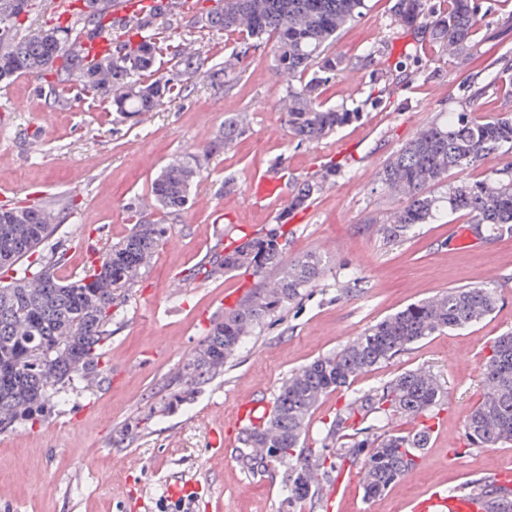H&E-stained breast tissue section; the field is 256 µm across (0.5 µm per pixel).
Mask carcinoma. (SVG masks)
Wrapping results in <instances>:
<instances>
[{"mask_svg": "<svg viewBox=\"0 0 512 512\" xmlns=\"http://www.w3.org/2000/svg\"><path fill=\"white\" fill-rule=\"evenodd\" d=\"M200 7L203 26L237 32L245 37L234 54L236 64L248 65L249 51L268 43L274 48V67L285 78L284 98L290 101L285 122L291 136L313 144L347 125L358 108L326 107L319 89L345 68L346 58L329 52L341 30L363 14L365 0H211ZM396 0L394 24L404 31L427 30L442 51L458 57L469 54L479 26L489 11L487 0ZM35 0H0V84L21 75L39 77L64 72L81 89L107 99L112 111L134 121L166 100L180 95L201 65L186 43L169 46L179 64L156 73L162 50L159 30L171 16L146 7L125 36H110L106 12L110 0H82L76 19L61 21L52 12L40 24L27 23ZM112 37L105 63H83L81 45ZM244 132L241 118L224 121V130L188 159L173 158L153 183L157 207L167 213L184 210L193 186L211 157L233 146ZM512 151V116L476 120L465 112H450L421 129L378 171L381 185L403 200L391 222L383 225L390 241L405 238L420 224L443 213L464 212L474 232L495 236L512 232V164L491 169L484 180L448 184L436 195L432 188L450 170L480 165L487 158ZM323 189L321 181H305L293 196V206H305ZM58 225L46 220L37 204L0 206V433L36 419L54 406L61 389L74 378L89 379L100 372V350L111 335L116 309L133 292L142 271L166 238L167 227L138 218L130 233L96 253L78 277L62 279L56 267L65 251L46 256L37 249L48 242ZM287 239L278 229L257 234L231 250L213 254L188 279L216 278L243 271L253 277L254 291L235 309L211 325L205 339L186 359L160 410L169 411L190 399L196 385L224 370L242 341L295 302L323 275L312 256L285 259ZM277 272L270 280L271 272ZM275 287H268L269 282ZM496 294L484 286L452 288L444 294L409 305L370 327L334 353L320 356L293 371L276 389L272 406L259 423L249 426L238 450L241 464L252 472L284 468L288 498L295 503L319 499L345 463L366 472L364 492L383 494L413 468L430 438L423 425L410 431L370 434L372 419L394 416L430 419L448 399L446 388L433 375L405 372L363 399L354 400L336 415L331 440L348 441L333 458L301 442L306 421L318 402L355 376L389 360L410 345L444 329L461 328L489 316ZM486 392L465 423L467 444L494 448L512 441V333L498 337L486 361ZM148 409L127 423L124 432L136 434L158 410Z\"/></svg>", "mask_w": 512, "mask_h": 512, "instance_id": "obj_1", "label": "carcinoma"}]
</instances>
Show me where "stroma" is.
Returning <instances> with one entry per match:
<instances>
[{
  "label": "stroma",
  "mask_w": 512,
  "mask_h": 512,
  "mask_svg": "<svg viewBox=\"0 0 512 512\" xmlns=\"http://www.w3.org/2000/svg\"><path fill=\"white\" fill-rule=\"evenodd\" d=\"M491 9L468 57L440 52L430 33L413 35L420 60L396 68L406 40L393 22L395 0H366L364 15L338 36L333 50L347 66L320 96L329 106L363 103L359 118L316 144L288 132L280 102L282 82L272 47L252 51L239 77L211 83L196 77L180 98L146 120L117 118L92 96H56L57 74L21 76L0 87V204L35 201L60 216L53 240L66 250L61 278L87 267V243L105 247L126 235L135 210L168 231L141 281L112 322L102 348L97 387L68 386L43 418L0 434V512H182L168 500L169 481L180 474L206 481L197 512H404L407 500L489 475L512 471V442L466 449L464 425L485 393L491 342L512 332V234L474 239L448 261V227L469 224L465 213L441 215L403 240H387L381 228L400 207L378 183L385 161L416 133L448 112L480 119L512 114V0H489ZM170 35L223 67L236 35L200 26L194 16L174 15ZM482 95H474V87ZM243 114L247 125L236 145L211 158L187 208L169 215L155 207L151 184L168 159L195 152L214 139L225 119ZM40 138L42 150L27 142ZM154 167L140 163L142 156ZM286 187L324 179L303 217L257 207L252 182L272 171ZM233 179L234 191L224 189ZM285 224L287 259H320L316 287L246 337L221 374L197 386L187 403L159 412L133 437L125 425L159 404L211 324L234 307L250 278L227 274L184 282L189 269L210 256L218 241L255 235ZM493 288L495 311L462 329H448L409 346L388 361L325 396L306 427L309 447L320 448L331 421L346 404L375 392L398 375L426 370L453 398L431 419V437L417 466L386 493L367 499L359 484L343 485L334 509L312 501L293 506L283 468L254 473L237 460L239 438L213 452L211 423L229 418L245 399L271 404L289 374L320 355L337 351L381 319L448 289ZM105 405L102 420L97 405ZM125 471L128 486L113 483Z\"/></svg>",
  "instance_id": "stroma-1"
}]
</instances>
